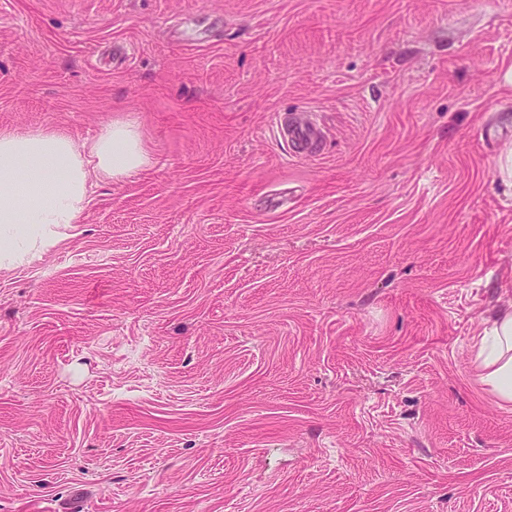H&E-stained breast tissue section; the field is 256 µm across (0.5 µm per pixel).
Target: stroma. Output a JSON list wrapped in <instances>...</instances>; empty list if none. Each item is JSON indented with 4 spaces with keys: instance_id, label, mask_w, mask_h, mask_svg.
<instances>
[{
    "instance_id": "1",
    "label": "stroma",
    "mask_w": 512,
    "mask_h": 512,
    "mask_svg": "<svg viewBox=\"0 0 512 512\" xmlns=\"http://www.w3.org/2000/svg\"><path fill=\"white\" fill-rule=\"evenodd\" d=\"M511 70L512 0H0V129L152 156L0 270V512H512ZM275 127L279 136L289 144L290 155L296 158L308 155L319 137V127L315 121L283 123L281 115H277ZM478 346L481 384L500 403L512 404V311L488 320Z\"/></svg>"
}]
</instances>
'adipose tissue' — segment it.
I'll return each mask as SVG.
<instances>
[{"instance_id": "ef3b65f1", "label": "adipose tissue", "mask_w": 512, "mask_h": 512, "mask_svg": "<svg viewBox=\"0 0 512 512\" xmlns=\"http://www.w3.org/2000/svg\"><path fill=\"white\" fill-rule=\"evenodd\" d=\"M149 164L136 125L121 119L81 145L57 130H0V270L43 254L61 225L78 223L95 181L120 180ZM478 346L481 384L512 404V311L489 320Z\"/></svg>"}]
</instances>
